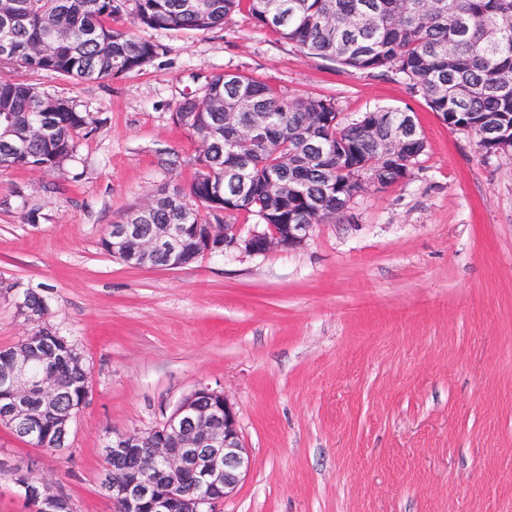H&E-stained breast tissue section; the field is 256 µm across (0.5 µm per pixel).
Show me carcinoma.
Segmentation results:
<instances>
[{
  "mask_svg": "<svg viewBox=\"0 0 512 512\" xmlns=\"http://www.w3.org/2000/svg\"><path fill=\"white\" fill-rule=\"evenodd\" d=\"M125 0H0L3 60L76 84L140 71L162 47L118 26ZM245 12L304 53L350 72L400 79L450 126L472 130L488 156L506 154L482 137L494 123L512 140V0H134L133 17L152 29L208 31ZM335 99L288 95L252 77L212 76L200 97L185 96L173 121L202 142L198 168L183 187H161L127 215L143 223L189 224L247 214L259 224L334 222L370 187L407 180L426 152L421 132L392 139L408 116L376 108L346 125ZM0 166L54 172L91 133L73 100L19 79L0 78ZM256 115L264 136L247 134ZM49 127L33 136L34 127ZM88 369L62 380L65 407L83 402Z\"/></svg>",
  "mask_w": 512,
  "mask_h": 512,
  "instance_id": "obj_1",
  "label": "carcinoma"
}]
</instances>
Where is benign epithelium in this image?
<instances>
[{
  "mask_svg": "<svg viewBox=\"0 0 512 512\" xmlns=\"http://www.w3.org/2000/svg\"><path fill=\"white\" fill-rule=\"evenodd\" d=\"M187 224H162L151 230L125 220L112 226V255L132 266H149L158 252L166 254L168 268L191 263L185 249ZM310 224H280L269 233L257 228L242 235L238 225H211L197 241L199 254H224L240 250L262 255L276 249L301 246ZM68 353L47 359L42 342L28 338L11 349L9 371L0 375V423L8 426L32 420L50 425L59 443L68 438L76 413L57 408L59 372L72 364H83L74 343ZM105 452L112 458L147 457L158 470L150 480L137 471L114 466L104 491L120 512H211L210 506L232 495L251 469L234 407L223 393L209 387L196 389L184 398L164 423L137 434L114 433ZM12 482L24 491L34 512H73L68 498L43 484H33L23 470H10Z\"/></svg>",
  "mask_w": 512,
  "mask_h": 512,
  "instance_id": "obj_1",
  "label": "benign epithelium"
}]
</instances>
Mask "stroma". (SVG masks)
Instances as JSON below:
<instances>
[{"label":"stroma","mask_w":512,"mask_h":512,"mask_svg":"<svg viewBox=\"0 0 512 512\" xmlns=\"http://www.w3.org/2000/svg\"><path fill=\"white\" fill-rule=\"evenodd\" d=\"M119 24L164 54L81 86L23 75L75 100L93 131L61 172L0 168V282L45 298L46 325L84 351L91 395L62 454L0 425V466L75 512H115L101 487L112 433L160 426L208 387L252 460L216 512H512V157L485 156L400 80L337 69L247 14L189 33L133 26L127 7ZM224 71L335 98L352 119L412 110L426 153L297 249L178 269L113 258L110 226L192 179L199 141L172 113ZM34 330L0 292V349Z\"/></svg>","instance_id":"35a3bbf8"}]
</instances>
